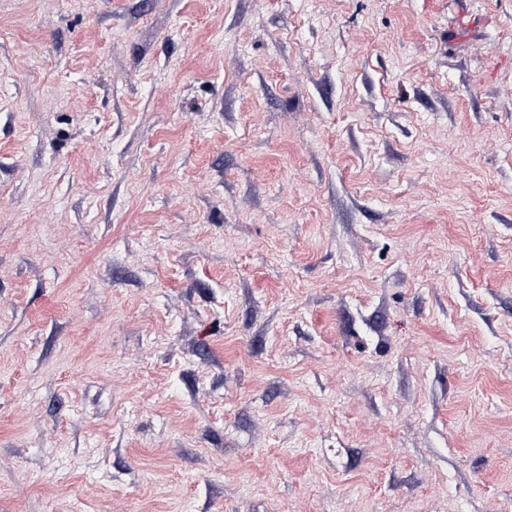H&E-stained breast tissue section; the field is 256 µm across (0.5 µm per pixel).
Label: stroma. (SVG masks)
<instances>
[{"mask_svg": "<svg viewBox=\"0 0 512 512\" xmlns=\"http://www.w3.org/2000/svg\"><path fill=\"white\" fill-rule=\"evenodd\" d=\"M0 512H512V0H0Z\"/></svg>", "mask_w": 512, "mask_h": 512, "instance_id": "1", "label": "stroma"}]
</instances>
